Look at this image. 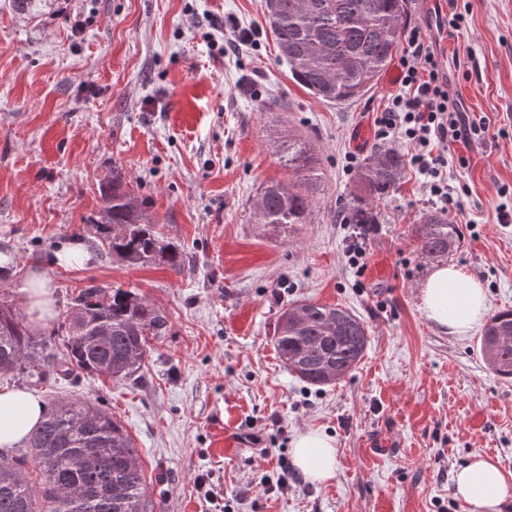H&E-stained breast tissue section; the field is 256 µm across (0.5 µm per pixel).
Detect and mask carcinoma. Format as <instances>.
<instances>
[{"label": "carcinoma", "instance_id": "1", "mask_svg": "<svg viewBox=\"0 0 512 512\" xmlns=\"http://www.w3.org/2000/svg\"><path fill=\"white\" fill-rule=\"evenodd\" d=\"M268 26L293 80L328 104L366 95L397 52L406 21V0H274ZM291 179L260 187L254 203L257 224L286 228L306 224L323 188L319 157L298 135L278 147ZM403 155L378 147L357 176L360 195L342 211V224L358 231L379 223L373 202L397 189ZM101 225L108 251L132 266H181L180 247L164 240L145 214L143 202L124 187L121 172L102 188ZM422 258L440 262L458 241V226L430 215L416 227ZM276 328V350L299 379L311 385L340 380L356 366L367 332L355 315L301 301L287 309ZM110 327L104 345L99 325ZM164 311L131 291L107 294L88 288L65 320L61 342L38 338L5 302L0 303V375L24 373L44 383L59 376L105 374L117 381L136 376L148 337L162 336ZM479 352L498 375L512 377V309L494 314L479 338ZM41 482L29 478L26 456L0 452V512H147L146 477L133 441L120 421L92 400L75 397L51 405L27 437Z\"/></svg>", "mask_w": 512, "mask_h": 512}]
</instances>
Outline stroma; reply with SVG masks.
<instances>
[{
  "label": "stroma",
  "mask_w": 512,
  "mask_h": 512,
  "mask_svg": "<svg viewBox=\"0 0 512 512\" xmlns=\"http://www.w3.org/2000/svg\"><path fill=\"white\" fill-rule=\"evenodd\" d=\"M467 34L433 33L448 91L492 135L449 146L448 183L465 221L449 263L483 286L490 312L512 309V0H457ZM266 0H44L38 17L0 0V298L26 311L21 284L45 271L58 329L88 287L131 291L168 316L138 378L85 374L50 385L1 376L44 404L88 397L121 421L155 512H469L453 478L480 454L512 475V378L491 371L479 330L427 320L415 226L435 207L419 175L378 202L364 270L348 263L356 172L377 145L373 120L397 94L388 65L359 100L330 105L290 76ZM259 30L223 51L224 24ZM269 111H262V104ZM311 140L324 190L309 223H253L258 189L287 181L275 148ZM120 168L147 216L184 250V265L138 267L101 245V184ZM83 243L88 262L56 251ZM310 300L350 310L368 346L342 380H299L274 348L279 314ZM313 430L337 448L336 471L276 486L292 442Z\"/></svg>",
  "instance_id": "obj_1"
}]
</instances>
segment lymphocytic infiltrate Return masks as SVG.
I'll return each mask as SVG.
<instances>
[{"instance_id": "obj_1", "label": "lymphocytic infiltrate", "mask_w": 512, "mask_h": 512, "mask_svg": "<svg viewBox=\"0 0 512 512\" xmlns=\"http://www.w3.org/2000/svg\"><path fill=\"white\" fill-rule=\"evenodd\" d=\"M404 39L398 61L401 90L376 114V137L385 143L408 145L409 164L422 177L432 203L457 216L461 205L443 175L447 162L441 149L452 142L488 137L490 123L487 118L469 116L450 97L427 27L417 24L406 29Z\"/></svg>"}]
</instances>
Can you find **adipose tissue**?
<instances>
[{
    "instance_id": "ef3b65f1",
    "label": "adipose tissue",
    "mask_w": 512,
    "mask_h": 512,
    "mask_svg": "<svg viewBox=\"0 0 512 512\" xmlns=\"http://www.w3.org/2000/svg\"><path fill=\"white\" fill-rule=\"evenodd\" d=\"M22 289L33 326H41L55 314L53 291L44 272L29 274ZM425 317L451 334H465L481 324L489 308L481 284L465 271L444 264L435 268L420 287ZM45 407L28 391L0 390V447L11 448L40 423ZM292 461L307 479L321 482L335 474L336 448L329 436L308 430L293 441ZM455 495L470 512H495L512 496V479L491 459L478 455L454 478Z\"/></svg>"
}]
</instances>
